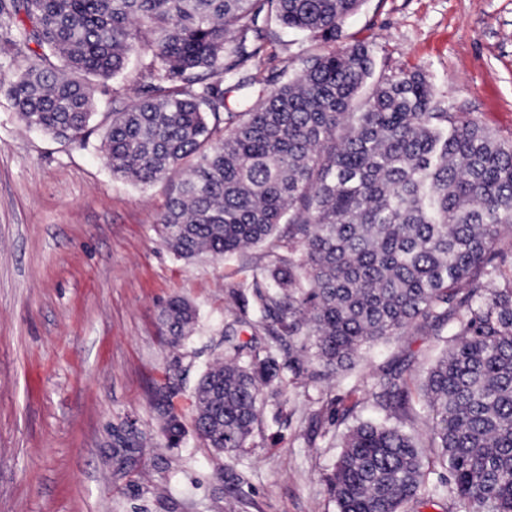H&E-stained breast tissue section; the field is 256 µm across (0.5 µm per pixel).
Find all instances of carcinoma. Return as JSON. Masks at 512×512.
Wrapping results in <instances>:
<instances>
[{"label": "carcinoma", "mask_w": 512, "mask_h": 512, "mask_svg": "<svg viewBox=\"0 0 512 512\" xmlns=\"http://www.w3.org/2000/svg\"><path fill=\"white\" fill-rule=\"evenodd\" d=\"M364 0H0L4 53H41L20 66L7 95L26 126L65 144L93 133L88 78L110 80L143 58L147 93L115 107L99 151L112 176L148 186L172 173L157 232L177 257L222 258L289 226L252 289L267 330L288 356L224 335L227 357L190 399L204 445L236 460L265 393L285 395L300 358L333 378L359 352L419 321L448 324L449 349L420 390L431 447L450 478L432 491L468 512H512V264L497 261L512 224V140L450 112L419 69L376 70L350 43L262 82L242 76L272 28L334 42ZM64 62L60 69L54 60ZM195 306L162 312L171 343L191 333ZM383 406L402 407L400 376L374 382ZM170 387L155 394L159 439L186 435ZM144 436L114 430L118 468L137 465ZM425 459L395 425L360 422L327 476L338 512H402L421 499Z\"/></svg>", "instance_id": "carcinoma-1"}]
</instances>
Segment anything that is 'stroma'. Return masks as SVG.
Returning <instances> with one entry per match:
<instances>
[{
  "label": "stroma",
  "instance_id": "35a3bbf8",
  "mask_svg": "<svg viewBox=\"0 0 512 512\" xmlns=\"http://www.w3.org/2000/svg\"><path fill=\"white\" fill-rule=\"evenodd\" d=\"M368 43L377 68L421 69L452 112L478 116L512 138V0H364L339 45ZM325 43L277 31L262 73L300 68ZM147 84L137 58L94 85L95 122L113 97L131 103ZM494 87L498 110L484 103ZM93 133L63 144L26 128L0 93V512H337L325 482L347 430L385 419L425 439L431 419L419 399L383 410L370 388L394 371L417 389L446 348L448 327L422 323L364 350L353 367L315 381L310 367L267 399L247 448L232 464L187 433L162 447L152 393L166 379L186 402L201 374L224 357V334L271 337L243 285L270 253L288 248L280 225L233 256L187 262L155 224L171 187L114 179ZM181 296L197 308L195 331L172 346L160 321ZM143 432L140 465L118 470L112 429Z\"/></svg>",
  "mask_w": 512,
  "mask_h": 512
}]
</instances>
